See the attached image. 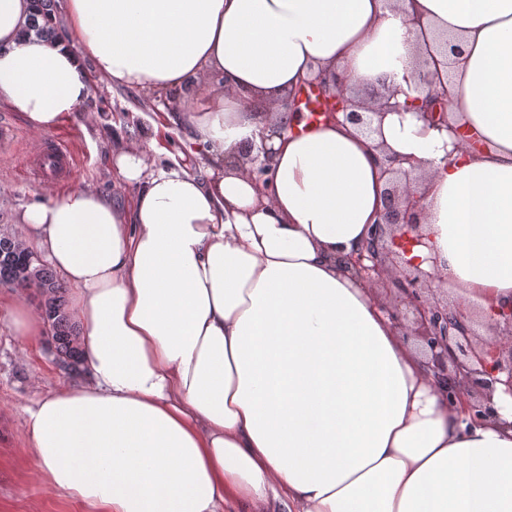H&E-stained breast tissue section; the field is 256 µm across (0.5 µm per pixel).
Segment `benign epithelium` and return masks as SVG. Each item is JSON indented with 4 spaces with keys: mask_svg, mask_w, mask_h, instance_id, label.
Listing matches in <instances>:
<instances>
[{
    "mask_svg": "<svg viewBox=\"0 0 512 512\" xmlns=\"http://www.w3.org/2000/svg\"><path fill=\"white\" fill-rule=\"evenodd\" d=\"M416 81L417 88L425 93L424 114L433 122L443 119L451 104L448 88L436 86L423 69L417 72ZM347 86V77L339 74L334 77L336 94L330 97L332 111L342 112L345 120L371 130V117L349 108V100L345 97ZM419 206V200L405 198L399 189L392 188L383 220L373 225L365 252L355 260V266L369 277L380 278L385 272L392 271V278L403 295L390 307L392 319L400 324L405 317L404 311L413 313L439 384L448 396L455 395L461 386L469 392L474 385L488 388L498 373L507 374L508 385L512 387V341L500 348L479 350L471 340L474 331L448 306L433 300V277L411 269L407 262H398L400 254L416 241L413 232L418 228L415 213Z\"/></svg>",
    "mask_w": 512,
    "mask_h": 512,
    "instance_id": "1",
    "label": "benign epithelium"
}]
</instances>
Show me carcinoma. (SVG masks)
<instances>
[{
  "instance_id": "carcinoma-1",
  "label": "carcinoma",
  "mask_w": 512,
  "mask_h": 512,
  "mask_svg": "<svg viewBox=\"0 0 512 512\" xmlns=\"http://www.w3.org/2000/svg\"><path fill=\"white\" fill-rule=\"evenodd\" d=\"M0 284L17 287L33 284L40 290L48 343L70 374L79 375L83 351L77 324L65 299L64 284L50 266L7 234H0Z\"/></svg>"
}]
</instances>
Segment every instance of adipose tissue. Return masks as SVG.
<instances>
[{
	"instance_id": "obj_1",
	"label": "adipose tissue",
	"mask_w": 512,
	"mask_h": 512,
	"mask_svg": "<svg viewBox=\"0 0 512 512\" xmlns=\"http://www.w3.org/2000/svg\"><path fill=\"white\" fill-rule=\"evenodd\" d=\"M33 18L0 0V105L43 134L96 81L175 93L204 154L196 174L127 142L131 207L83 190L20 216L81 326L84 381L25 409L44 483L89 512H512V394L494 383L479 421L448 401L352 263L402 158L410 260L486 325L480 348L501 343L512 0H66L50 37ZM420 67L451 94L444 128L416 102ZM336 73L352 104L371 85L399 103L378 134L294 111Z\"/></svg>"
}]
</instances>
